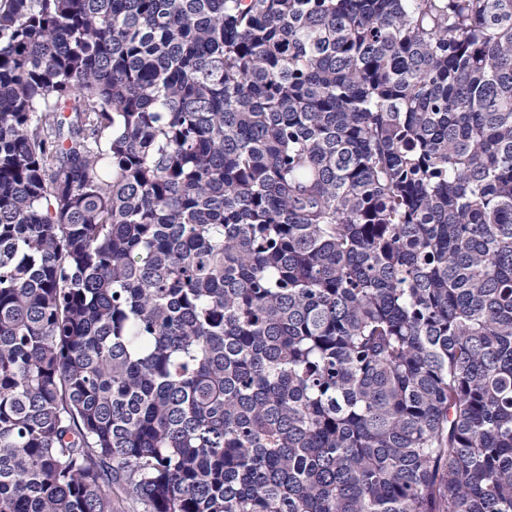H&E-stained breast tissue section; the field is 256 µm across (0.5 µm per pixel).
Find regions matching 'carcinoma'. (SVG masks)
<instances>
[{
  "instance_id": "1",
  "label": "carcinoma",
  "mask_w": 512,
  "mask_h": 512,
  "mask_svg": "<svg viewBox=\"0 0 512 512\" xmlns=\"http://www.w3.org/2000/svg\"><path fill=\"white\" fill-rule=\"evenodd\" d=\"M512 512V0H0V512Z\"/></svg>"
}]
</instances>
